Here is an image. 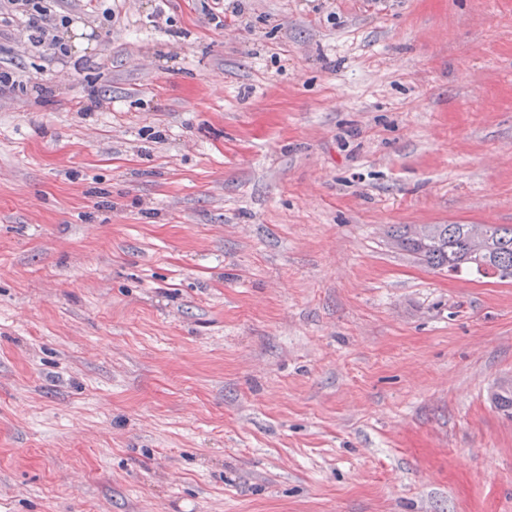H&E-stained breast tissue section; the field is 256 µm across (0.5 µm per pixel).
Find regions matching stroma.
Listing matches in <instances>:
<instances>
[{
  "label": "stroma",
  "instance_id": "stroma-1",
  "mask_svg": "<svg viewBox=\"0 0 512 512\" xmlns=\"http://www.w3.org/2000/svg\"><path fill=\"white\" fill-rule=\"evenodd\" d=\"M212 5L0 26V512H512V0ZM477 224H427L413 229L404 225L393 234L396 245L438 271L448 274L476 271L499 280L512 279V225L486 224L487 235L474 244Z\"/></svg>",
  "mask_w": 512,
  "mask_h": 512
}]
</instances>
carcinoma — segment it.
Returning <instances> with one entry per match:
<instances>
[{"label": "carcinoma", "mask_w": 512, "mask_h": 512, "mask_svg": "<svg viewBox=\"0 0 512 512\" xmlns=\"http://www.w3.org/2000/svg\"><path fill=\"white\" fill-rule=\"evenodd\" d=\"M471 224H430L415 238L407 227L395 231L396 245L430 267L451 275L476 271L500 280L512 279V225L489 224L487 235L472 241Z\"/></svg>", "instance_id": "cac0c4a2"}]
</instances>
